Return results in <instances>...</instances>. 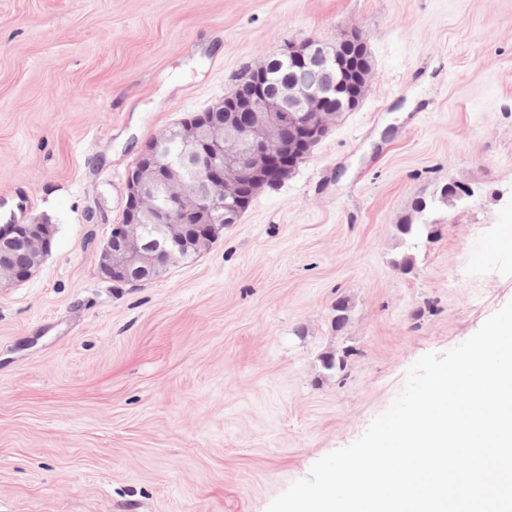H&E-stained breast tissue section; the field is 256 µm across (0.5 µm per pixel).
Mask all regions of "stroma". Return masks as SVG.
I'll return each mask as SVG.
<instances>
[{
  "label": "stroma",
  "instance_id": "obj_1",
  "mask_svg": "<svg viewBox=\"0 0 512 512\" xmlns=\"http://www.w3.org/2000/svg\"><path fill=\"white\" fill-rule=\"evenodd\" d=\"M351 29L370 87L286 179L162 276H101L158 133ZM36 220L50 253L0 287V512H266L512 301V0H0V226Z\"/></svg>",
  "mask_w": 512,
  "mask_h": 512
}]
</instances>
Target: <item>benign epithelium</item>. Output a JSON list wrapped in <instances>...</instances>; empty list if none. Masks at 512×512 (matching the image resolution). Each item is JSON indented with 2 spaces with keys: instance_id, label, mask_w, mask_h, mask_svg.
I'll use <instances>...</instances> for the list:
<instances>
[{
  "instance_id": "obj_1",
  "label": "benign epithelium",
  "mask_w": 512,
  "mask_h": 512,
  "mask_svg": "<svg viewBox=\"0 0 512 512\" xmlns=\"http://www.w3.org/2000/svg\"><path fill=\"white\" fill-rule=\"evenodd\" d=\"M366 49L357 32L333 43L308 40L283 56L298 69L276 94L259 83L233 90L213 112L182 120L129 170L121 223L112 225L100 253V272L127 282L150 281L187 258L190 241L215 237L235 224L270 178L291 171L335 123L336 112L354 108L370 83ZM54 226L39 222L0 227V279L17 284L29 272L9 266L24 248L46 256Z\"/></svg>"
}]
</instances>
